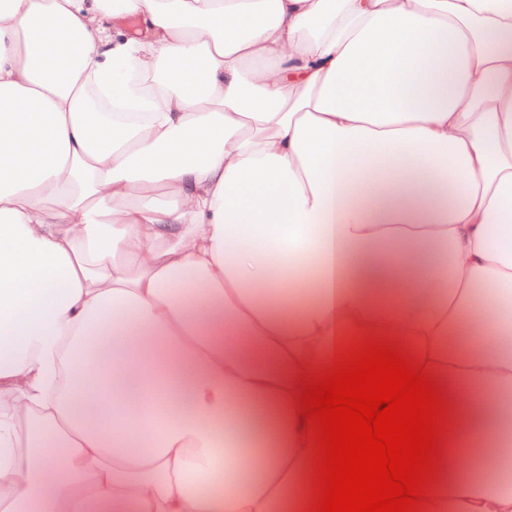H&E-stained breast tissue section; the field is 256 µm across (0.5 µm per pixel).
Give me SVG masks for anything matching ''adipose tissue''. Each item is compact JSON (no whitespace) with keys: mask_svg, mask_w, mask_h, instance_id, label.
I'll return each instance as SVG.
<instances>
[{"mask_svg":"<svg viewBox=\"0 0 512 512\" xmlns=\"http://www.w3.org/2000/svg\"><path fill=\"white\" fill-rule=\"evenodd\" d=\"M345 330L512 512V0H0V512H310Z\"/></svg>","mask_w":512,"mask_h":512,"instance_id":"ef3b65f1","label":"adipose tissue"}]
</instances>
